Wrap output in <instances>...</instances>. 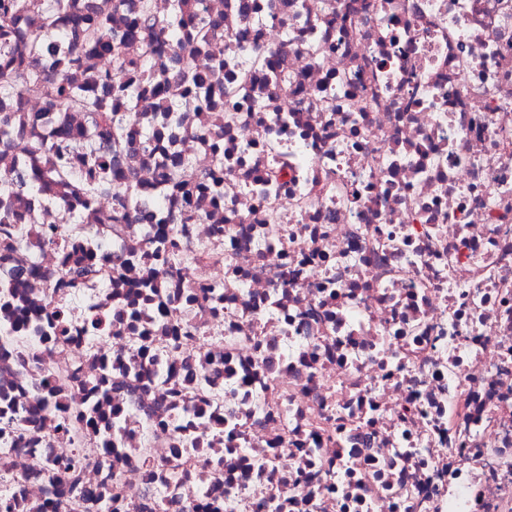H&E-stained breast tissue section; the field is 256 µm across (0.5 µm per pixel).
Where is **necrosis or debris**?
<instances>
[{"label":"necrosis or debris","instance_id":"1","mask_svg":"<svg viewBox=\"0 0 512 512\" xmlns=\"http://www.w3.org/2000/svg\"><path fill=\"white\" fill-rule=\"evenodd\" d=\"M184 17L202 94L0 93V512H512V0L107 7L133 59ZM61 128L107 191L27 190ZM57 80L62 82V104L67 107L79 108L86 112H100L96 120V128H98L100 136L106 137L112 142V117L106 112L101 113L103 111L99 103L84 97L77 87L69 83L66 77L57 76Z\"/></svg>","mask_w":512,"mask_h":512}]
</instances>
